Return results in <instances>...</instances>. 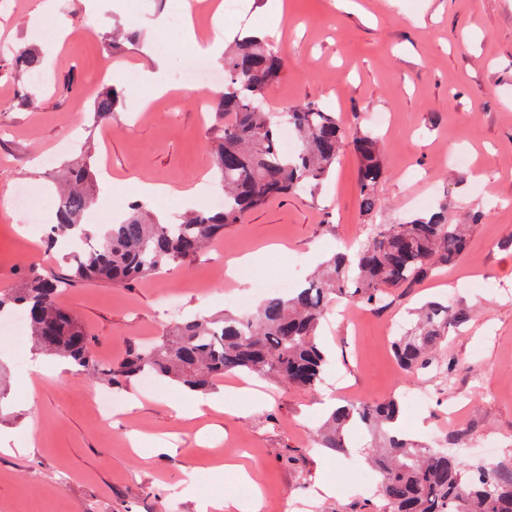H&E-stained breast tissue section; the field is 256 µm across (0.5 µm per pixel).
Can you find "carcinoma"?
<instances>
[{
  "label": "carcinoma",
  "instance_id": "obj_1",
  "mask_svg": "<svg viewBox=\"0 0 512 512\" xmlns=\"http://www.w3.org/2000/svg\"><path fill=\"white\" fill-rule=\"evenodd\" d=\"M41 64L31 47L0 50V68L30 76L41 71ZM283 73L282 58L265 39L239 38L224 53V95L217 101L224 125L211 131L214 167L224 190L220 211L148 224L142 206L132 203L124 219L92 231L82 223L96 193L91 156L72 159L61 175V204L46 242L54 246L83 236L91 245L69 257L62 272L26 267L18 287L0 290V317L23 312L40 348L66 359L77 374L100 376L112 386L148 373L206 391L226 374L243 373L318 390L328 364L318 330L333 298L382 308L396 289L412 286L468 252L473 225L449 222L448 203L405 223L376 225L356 256L354 276L349 257L335 254L291 294H272L254 312L177 321L149 347L106 368L95 358L79 317L59 300L68 285L131 286L164 268L191 266L208 242L244 223L250 212L288 194L315 195L346 145L358 160L361 212L372 217L382 209L376 187L385 165L372 131H359L348 141L336 113L316 101H303L287 113L296 148L290 153L281 148L280 125L267 112L266 98ZM117 103L113 92L102 90L93 104L95 122L108 117ZM465 320V313L446 302L423 303L415 329L394 342L396 361L409 373L441 367L439 352L448 328ZM399 414L395 398L340 405L331 411L318 440L320 447L344 455L352 428H390L388 447L368 449L382 476L381 493L378 501L368 503L369 512H512V463L492 468L470 464L448 453L456 436L440 448L419 446L395 432Z\"/></svg>",
  "mask_w": 512,
  "mask_h": 512
}]
</instances>
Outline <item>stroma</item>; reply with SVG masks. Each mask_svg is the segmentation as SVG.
Wrapping results in <instances>:
<instances>
[{"instance_id": "1", "label": "stroma", "mask_w": 512, "mask_h": 512, "mask_svg": "<svg viewBox=\"0 0 512 512\" xmlns=\"http://www.w3.org/2000/svg\"><path fill=\"white\" fill-rule=\"evenodd\" d=\"M113 1L100 0L91 30L82 0H61L72 33L59 48L44 30L23 29L35 0H0V41L37 46L47 63V82L29 105L14 99L17 77L0 75V289L14 287L28 265L60 268L43 240L18 233L29 220L13 193L22 181L52 186L43 159L69 162L77 155L70 140L91 143L97 180L112 185L98 195L99 224L111 223L113 203L134 200L135 180L178 188L215 178L209 132L218 116L197 105L212 98V88L176 83L160 95L140 81L110 117L90 122L104 67L137 73L149 64L136 44L104 54L106 31L163 13L167 23L152 37L168 42V74L190 54L182 41L183 0H117V9ZM285 2L274 42L285 72L268 93L270 112L280 117L309 99L335 111L347 132L375 127L387 160L375 221L397 224L449 202L454 223L475 226L467 254L397 290L385 308L354 305L324 323L330 364L319 390L268 378L249 379L240 390L228 375L208 392L219 410L194 420L182 409L199 394L166 380L147 393L137 382L122 389L129 409L102 420L94 400L104 384L69 369L30 376L27 327L0 334V431L13 436L0 449V512H196L204 498L224 499L226 512H292L297 502L312 512H352L364 500L358 476L379 478L365 453L371 436L360 433L355 454L318 447L328 407L416 392L430 399L404 411V436L436 448L457 434L465 448L480 434L496 443L495 462L512 463V0ZM67 77L74 89L63 95L58 88ZM381 114L388 124L374 125ZM478 209L484 217L477 224ZM369 223L359 208L356 158L347 150L318 198L294 194L253 211L190 268L129 287H73L61 301L78 314L97 360L115 363L161 336L174 316L253 310L271 280H305L331 252L357 250ZM257 251L262 257L243 282L226 277L229 261ZM167 297L177 315L166 311ZM428 300L470 313L442 346V358L457 363L450 377L435 368L410 374L393 358L391 324ZM134 432L146 437L136 449L129 443ZM239 455L257 475L259 501L241 494L232 473L212 470ZM323 483L335 495H322Z\"/></svg>"}]
</instances>
